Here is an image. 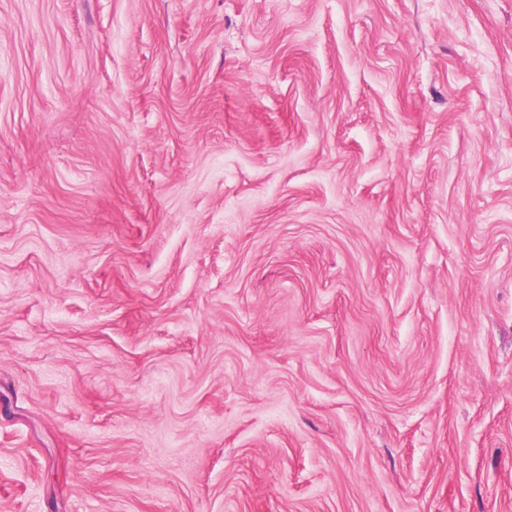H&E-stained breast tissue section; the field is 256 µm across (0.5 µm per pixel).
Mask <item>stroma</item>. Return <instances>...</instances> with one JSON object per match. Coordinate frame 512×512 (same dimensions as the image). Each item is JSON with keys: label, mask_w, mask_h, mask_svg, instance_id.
<instances>
[{"label": "stroma", "mask_w": 512, "mask_h": 512, "mask_svg": "<svg viewBox=\"0 0 512 512\" xmlns=\"http://www.w3.org/2000/svg\"><path fill=\"white\" fill-rule=\"evenodd\" d=\"M0 512H512V0H0Z\"/></svg>", "instance_id": "stroma-1"}]
</instances>
